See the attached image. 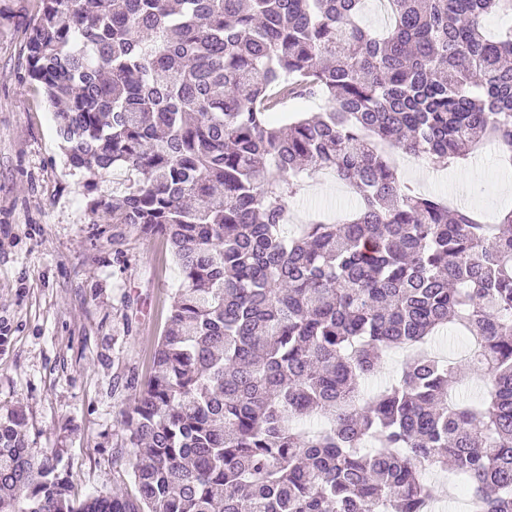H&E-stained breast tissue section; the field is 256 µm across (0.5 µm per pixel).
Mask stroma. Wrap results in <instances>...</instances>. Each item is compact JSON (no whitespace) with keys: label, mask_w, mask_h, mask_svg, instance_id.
I'll return each mask as SVG.
<instances>
[{"label":"stroma","mask_w":512,"mask_h":512,"mask_svg":"<svg viewBox=\"0 0 512 512\" xmlns=\"http://www.w3.org/2000/svg\"><path fill=\"white\" fill-rule=\"evenodd\" d=\"M40 0H0V415L23 411L33 452H56L78 497L127 480L122 423L134 383L149 375L181 276L160 240L130 232L123 256L112 224L90 221L84 184L54 133L55 118L25 72L26 33ZM403 182L488 221L512 209V166L481 149L438 171L401 156ZM355 203L335 178L305 179L288 201L293 223Z\"/></svg>","instance_id":"obj_1"}]
</instances>
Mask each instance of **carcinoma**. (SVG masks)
Instances as JSON below:
<instances>
[{"label": "carcinoma", "instance_id": "1", "mask_svg": "<svg viewBox=\"0 0 512 512\" xmlns=\"http://www.w3.org/2000/svg\"><path fill=\"white\" fill-rule=\"evenodd\" d=\"M41 0L27 73L91 222L169 246L182 281L125 416L133 489L82 500L0 417V512H428L424 472L512 512V211L481 224L412 190L391 154L449 169L512 153V0ZM320 111H287L297 98ZM321 170L356 196L285 231ZM478 339L462 376L429 350ZM391 349L400 378L362 389ZM479 398L464 392L476 380ZM321 425L299 430L302 416Z\"/></svg>", "mask_w": 512, "mask_h": 512}]
</instances>
